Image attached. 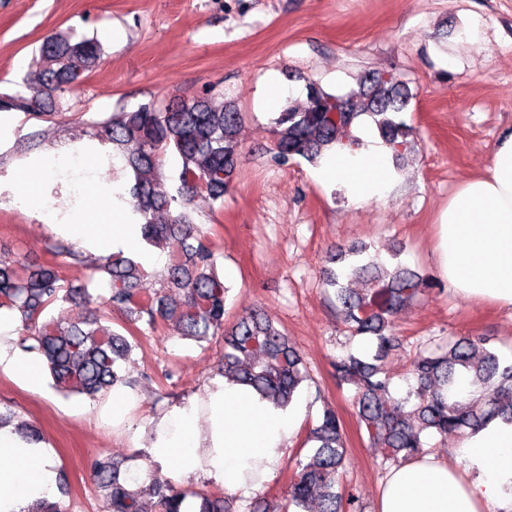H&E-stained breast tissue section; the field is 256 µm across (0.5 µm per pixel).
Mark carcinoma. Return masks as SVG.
<instances>
[{"mask_svg":"<svg viewBox=\"0 0 512 512\" xmlns=\"http://www.w3.org/2000/svg\"><path fill=\"white\" fill-rule=\"evenodd\" d=\"M41 53L40 80L24 79L20 90L0 94V111L23 112L36 123L55 119L62 98L96 67L103 47L95 38L53 33L44 38ZM212 98L208 91L189 100L150 101L101 119L58 126L51 147L88 143L120 160L127 180L119 198L137 216L146 248L164 259L160 268L149 270L122 252L93 257L60 242L51 249L52 261L33 263L19 254L9 264L0 263V315L17 323L20 346L43 359L60 391L95 398L132 383L137 344L129 336L144 328L198 345L222 340L217 373L277 409L288 408L307 380L288 332L261 307L226 324L231 288L221 271V254L196 215L203 208L211 213L223 209L224 197L237 185L244 115L230 104L214 109ZM411 98L394 71L369 73L359 89L344 95L309 81L305 100L288 99L272 120L267 162L283 168L301 158L316 165L329 152L354 150L360 146L354 127L366 116L399 168L414 142L413 128L400 118ZM44 144L37 128L17 136L0 152V176L16 161L37 164ZM170 155L178 159L172 175L166 173ZM63 256L84 265L88 274L69 278L57 261ZM329 262L323 280L333 290L336 313L351 337H365L372 346L368 358L349 354L338 359L336 378L352 388L359 426L370 446L383 450L384 459L398 464L416 458L431 436H465L496 420L512 424V360L500 359L487 336H458L418 355L407 372L405 395L392 394L384 362L402 343L393 317L419 295L441 288L438 280L403 266L395 253L391 262L379 261L365 243L334 250ZM73 305L83 306L85 315L73 319L66 314ZM461 375L471 386L466 397L456 391ZM306 442L313 446L296 459L287 497L260 504L255 512H357L356 498L336 490L347 448L344 424L333 408H325L311 425ZM124 464L102 454L91 460L95 492L107 512H183L190 498L195 512H231L224 499L170 480L140 483ZM25 512L68 508L43 498Z\"/></svg>","mask_w":512,"mask_h":512,"instance_id":"carcinoma-1","label":"carcinoma"}]
</instances>
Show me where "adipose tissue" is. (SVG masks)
<instances>
[{"instance_id":"1","label":"adipose tissue","mask_w":512,"mask_h":512,"mask_svg":"<svg viewBox=\"0 0 512 512\" xmlns=\"http://www.w3.org/2000/svg\"><path fill=\"white\" fill-rule=\"evenodd\" d=\"M355 133L356 153L326 155L315 178L341 188L356 205L388 195L398 177L388 147L368 118ZM70 214L64 230L93 251L129 249L141 227L85 224ZM437 270L462 297L512 308V135L496 145L489 164L458 183L442 212ZM298 410L283 411L253 392L212 382L202 399L173 409L156 430L155 462H176L175 480L206 477L231 493L271 479L288 450ZM476 478L427 454L393 467L381 485L378 512H485L493 504L512 512V424L494 422L461 443ZM57 474L49 447L22 440L0 427V512H24L33 500L52 498Z\"/></svg>"}]
</instances>
